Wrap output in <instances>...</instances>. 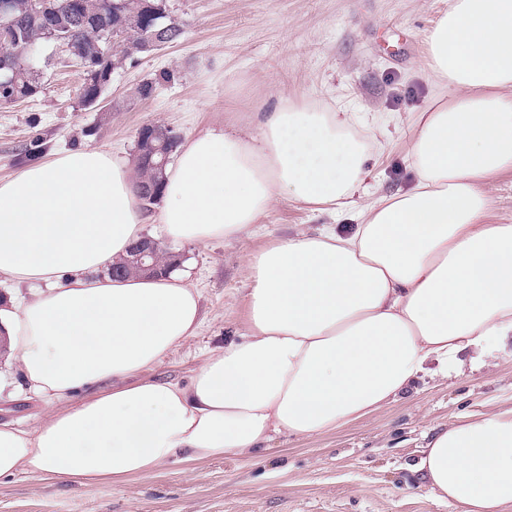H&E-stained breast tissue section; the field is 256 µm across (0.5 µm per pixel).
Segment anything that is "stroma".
<instances>
[{
	"label": "stroma",
	"instance_id": "stroma-1",
	"mask_svg": "<svg viewBox=\"0 0 512 512\" xmlns=\"http://www.w3.org/2000/svg\"><path fill=\"white\" fill-rule=\"evenodd\" d=\"M450 0H167L184 30L163 49L117 69L99 102L81 99L84 72L46 44L52 65L40 93L0 106V179L23 168L21 147L42 138L48 152L90 147L113 159L135 157L146 124L178 136L224 120L230 101L271 102L276 87L298 99L344 105L386 126L389 137L368 163L377 194L412 185L405 151L413 113L434 93L426 35ZM155 89L141 99L144 81ZM287 197L265 212L243 243L180 246L187 279L200 295L203 325L151 370L187 384L211 350L238 339L246 320L252 255L301 232L351 224ZM58 406L23 390L15 362L0 359V420L34 429ZM512 409V358L497 367L425 378L382 411L311 437L274 435L265 450L194 463L170 462L121 483L49 481L32 473L0 478V512H453L439 503L416 466L434 432L457 415Z\"/></svg>",
	"mask_w": 512,
	"mask_h": 512
}]
</instances>
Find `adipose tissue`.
<instances>
[{
  "label": "adipose tissue",
  "instance_id": "1",
  "mask_svg": "<svg viewBox=\"0 0 512 512\" xmlns=\"http://www.w3.org/2000/svg\"><path fill=\"white\" fill-rule=\"evenodd\" d=\"M439 88L414 116L415 183L372 196L384 132L279 89L233 130L187 137L162 204L102 149L54 153L0 179V276L35 287L0 308L27 390L61 403L37 428L0 422V477L116 482L173 459L258 451L382 411L425 376L491 369L512 338V224H490V176L512 168V0H452L426 37ZM288 196L356 207L350 235L300 233L252 256L239 340L188 385L149 378L197 335L184 275L112 278L162 225L177 243L238 244ZM426 486L456 512H512V410L467 412L422 450Z\"/></svg>",
  "mask_w": 512,
  "mask_h": 512
}]
</instances>
